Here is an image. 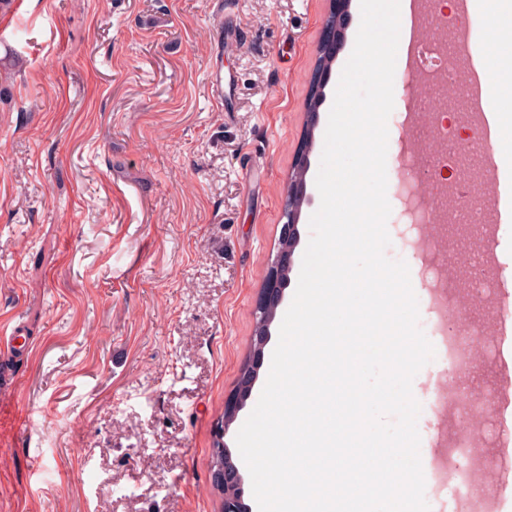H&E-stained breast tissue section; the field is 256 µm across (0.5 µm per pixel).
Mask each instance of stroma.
Here are the masks:
<instances>
[{
	"label": "stroma",
	"instance_id": "obj_1",
	"mask_svg": "<svg viewBox=\"0 0 512 512\" xmlns=\"http://www.w3.org/2000/svg\"><path fill=\"white\" fill-rule=\"evenodd\" d=\"M330 11L19 0L0 17V321L29 345L0 360V512H221L213 429L252 354ZM415 91L395 73L385 254L421 299L428 261L396 190ZM491 245L501 309L512 223Z\"/></svg>",
	"mask_w": 512,
	"mask_h": 512
}]
</instances>
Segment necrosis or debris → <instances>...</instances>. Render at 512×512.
I'll return each mask as SVG.
<instances>
[{"instance_id":"necrosis-or-debris-1","label":"necrosis or debris","mask_w":512,"mask_h":512,"mask_svg":"<svg viewBox=\"0 0 512 512\" xmlns=\"http://www.w3.org/2000/svg\"><path fill=\"white\" fill-rule=\"evenodd\" d=\"M418 16L428 24V36L416 60L427 96L404 122L411 151L401 178L414 189L417 213L433 227L423 239L430 253L449 225L459 223L465 187L487 183L492 171L480 160L481 143L464 144L457 139L458 128H478L482 110L480 102L457 91L468 58L467 46L459 38L466 20L434 5L433 0H419ZM432 170L442 172V179L420 188V179ZM492 287L490 260L478 264L461 260L452 270L436 275L427 298L437 315L427 331L443 347L450 368L443 387L427 405L430 416L454 419L453 441L445 455L437 458L429 477L435 486L452 483L448 512H502L499 490L488 479L499 465L491 453L500 442L496 392L491 387L477 390L471 384L476 371L492 364L496 338L490 319L474 320L462 306L466 295L485 293Z\"/></svg>"}]
</instances>
